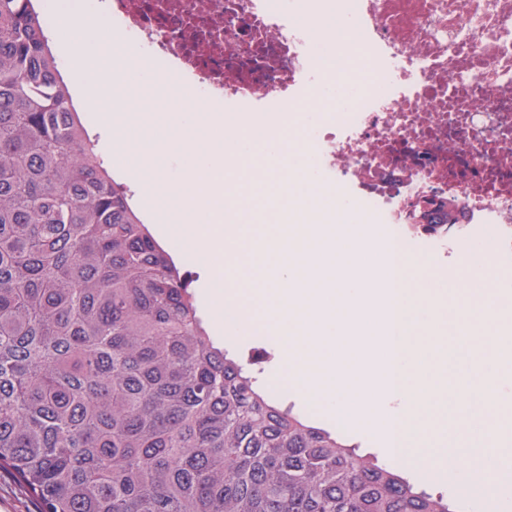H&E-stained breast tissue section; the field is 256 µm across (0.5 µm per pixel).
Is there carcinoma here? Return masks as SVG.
<instances>
[{
    "mask_svg": "<svg viewBox=\"0 0 512 512\" xmlns=\"http://www.w3.org/2000/svg\"><path fill=\"white\" fill-rule=\"evenodd\" d=\"M0 469L39 512H451L216 344L33 0H0Z\"/></svg>",
    "mask_w": 512,
    "mask_h": 512,
    "instance_id": "1",
    "label": "carcinoma"
}]
</instances>
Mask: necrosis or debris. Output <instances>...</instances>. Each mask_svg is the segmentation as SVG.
Returning a JSON list of instances; mask_svg holds the SVG:
<instances>
[{
    "instance_id": "1",
    "label": "necrosis or debris",
    "mask_w": 512,
    "mask_h": 512,
    "mask_svg": "<svg viewBox=\"0 0 512 512\" xmlns=\"http://www.w3.org/2000/svg\"><path fill=\"white\" fill-rule=\"evenodd\" d=\"M122 34L167 63L192 97L296 111L328 83L311 52L306 0H108ZM370 68L334 120L296 143L336 201L355 200L392 232L447 256L451 236L413 229L408 205L438 197L512 258V0H345Z\"/></svg>"
}]
</instances>
